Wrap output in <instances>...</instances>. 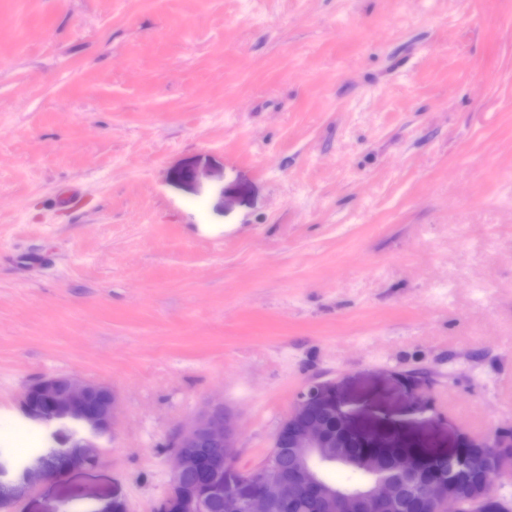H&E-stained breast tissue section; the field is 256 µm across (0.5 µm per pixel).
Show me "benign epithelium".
Listing matches in <instances>:
<instances>
[{
    "label": "benign epithelium",
    "instance_id": "obj_1",
    "mask_svg": "<svg viewBox=\"0 0 512 512\" xmlns=\"http://www.w3.org/2000/svg\"><path fill=\"white\" fill-rule=\"evenodd\" d=\"M24 416L52 429L60 465L35 458L19 472L14 493L36 483L62 478L69 471L97 464L98 440L114 430L119 404L112 387L103 382L55 374L32 382L21 400ZM387 449L384 472L353 493L331 489L320 476L329 458L369 470V458L351 450ZM471 448H484L472 455ZM238 455L236 417L222 402H210L180 429L170 461L172 479L153 512H210L220 503L223 512H293V501L312 497L343 512H396L412 499L416 512H512L487 481L469 499L455 488L466 483L472 471L512 477V430L492 441L464 439L454 448L402 450L394 433L355 424L343 409L334 384L313 381L299 392L279 424L272 450L250 471L235 465ZM448 462L444 471L431 466L432 458Z\"/></svg>",
    "mask_w": 512,
    "mask_h": 512
}]
</instances>
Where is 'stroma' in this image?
Returning a JSON list of instances; mask_svg holds the SVG:
<instances>
[{"mask_svg": "<svg viewBox=\"0 0 512 512\" xmlns=\"http://www.w3.org/2000/svg\"><path fill=\"white\" fill-rule=\"evenodd\" d=\"M50 374L119 420L13 512H151L216 396L255 467L314 378L512 428V0H0L1 487Z\"/></svg>", "mask_w": 512, "mask_h": 512, "instance_id": "35a3bbf8", "label": "stroma"}]
</instances>
